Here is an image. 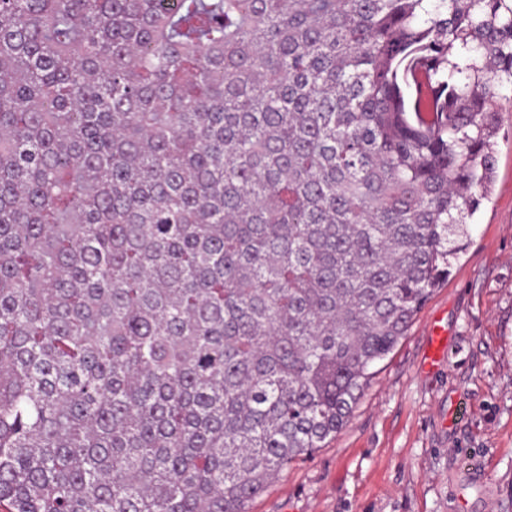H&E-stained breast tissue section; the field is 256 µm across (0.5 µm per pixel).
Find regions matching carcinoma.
Returning a JSON list of instances; mask_svg holds the SVG:
<instances>
[{
    "instance_id": "carcinoma-1",
    "label": "carcinoma",
    "mask_w": 512,
    "mask_h": 512,
    "mask_svg": "<svg viewBox=\"0 0 512 512\" xmlns=\"http://www.w3.org/2000/svg\"><path fill=\"white\" fill-rule=\"evenodd\" d=\"M505 80L512 0H0V512H248L334 439Z\"/></svg>"
}]
</instances>
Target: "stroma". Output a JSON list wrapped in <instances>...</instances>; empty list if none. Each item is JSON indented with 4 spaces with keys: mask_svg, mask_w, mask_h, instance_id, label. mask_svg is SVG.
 <instances>
[{
    "mask_svg": "<svg viewBox=\"0 0 512 512\" xmlns=\"http://www.w3.org/2000/svg\"><path fill=\"white\" fill-rule=\"evenodd\" d=\"M496 178L469 245L373 368L347 425L248 512H512V86L498 101ZM449 358L426 368L429 324Z\"/></svg>",
    "mask_w": 512,
    "mask_h": 512,
    "instance_id": "stroma-1",
    "label": "stroma"
}]
</instances>
